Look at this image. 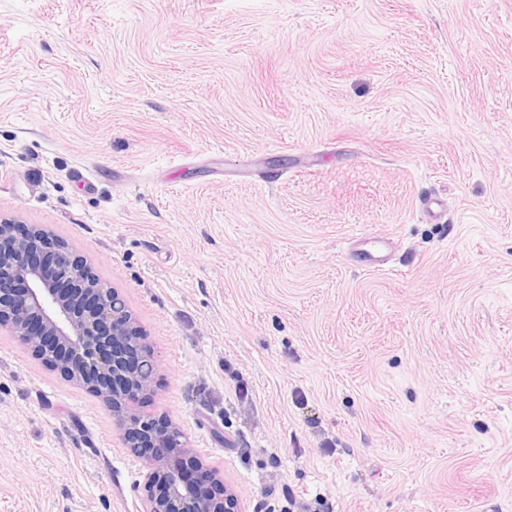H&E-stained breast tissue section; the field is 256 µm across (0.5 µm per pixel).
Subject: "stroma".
<instances>
[{
  "instance_id": "stroma-1",
  "label": "stroma",
  "mask_w": 512,
  "mask_h": 512,
  "mask_svg": "<svg viewBox=\"0 0 512 512\" xmlns=\"http://www.w3.org/2000/svg\"><path fill=\"white\" fill-rule=\"evenodd\" d=\"M0 217L119 291L244 512H512V0H0ZM144 472L0 331V512Z\"/></svg>"
}]
</instances>
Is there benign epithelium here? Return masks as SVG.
I'll use <instances>...</instances> for the list:
<instances>
[{"mask_svg":"<svg viewBox=\"0 0 512 512\" xmlns=\"http://www.w3.org/2000/svg\"><path fill=\"white\" fill-rule=\"evenodd\" d=\"M15 279L23 288L0 294V329L112 408L124 448L146 464L142 512H244L235 488L204 464L179 426L135 411L159 365L119 292L46 230L1 219L0 285ZM60 283L77 288L85 305L75 307Z\"/></svg>","mask_w":512,"mask_h":512,"instance_id":"1","label":"benign epithelium"}]
</instances>
